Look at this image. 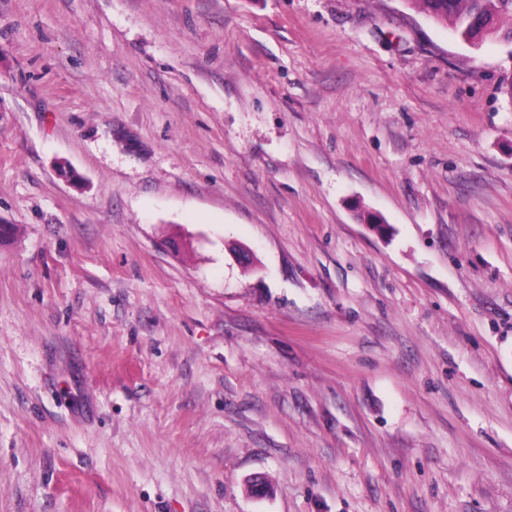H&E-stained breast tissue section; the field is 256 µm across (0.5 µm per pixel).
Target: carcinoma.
<instances>
[{"label": "carcinoma", "mask_w": 512, "mask_h": 512, "mask_svg": "<svg viewBox=\"0 0 512 512\" xmlns=\"http://www.w3.org/2000/svg\"><path fill=\"white\" fill-rule=\"evenodd\" d=\"M437 22L452 21L460 38L477 47L489 37L512 42V0H407Z\"/></svg>", "instance_id": "cac0c4a2"}]
</instances>
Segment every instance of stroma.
Masks as SVG:
<instances>
[{"label": "stroma", "instance_id": "obj_1", "mask_svg": "<svg viewBox=\"0 0 512 512\" xmlns=\"http://www.w3.org/2000/svg\"><path fill=\"white\" fill-rule=\"evenodd\" d=\"M0 220V512H512V43L0 0Z\"/></svg>", "mask_w": 512, "mask_h": 512}]
</instances>
